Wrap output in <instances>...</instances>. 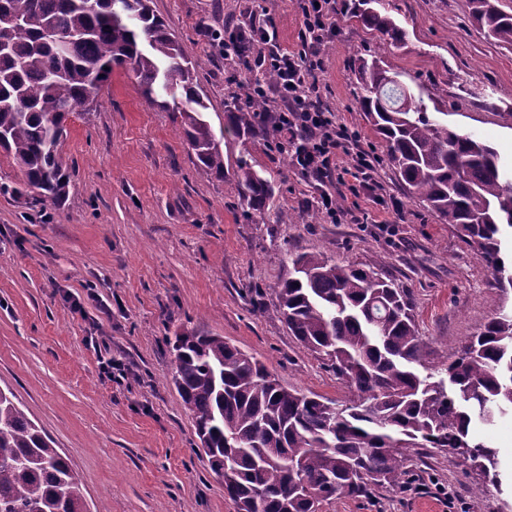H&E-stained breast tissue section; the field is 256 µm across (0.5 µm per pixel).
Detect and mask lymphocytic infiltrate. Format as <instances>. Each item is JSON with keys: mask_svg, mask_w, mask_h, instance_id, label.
Listing matches in <instances>:
<instances>
[{"mask_svg": "<svg viewBox=\"0 0 512 512\" xmlns=\"http://www.w3.org/2000/svg\"><path fill=\"white\" fill-rule=\"evenodd\" d=\"M300 10L304 31L314 43H323L335 34L336 0H300ZM209 37L223 41L228 57L235 53L236 43H243L250 53L249 71L276 72L278 80L271 95L277 106L271 114L269 135L277 150L290 155L297 174L318 187V206L324 217L333 224L340 222L343 210L327 185L338 169L340 156L351 155L353 175L365 190L371 187L373 164L367 150L351 151L358 134L338 127L334 113L321 106L316 78L322 68L320 59L281 48L273 25L263 19H252L246 26L215 29Z\"/></svg>", "mask_w": 512, "mask_h": 512, "instance_id": "1", "label": "lymphocytic infiltrate"}]
</instances>
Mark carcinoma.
<instances>
[{
  "instance_id": "obj_1",
  "label": "carcinoma",
  "mask_w": 512,
  "mask_h": 512,
  "mask_svg": "<svg viewBox=\"0 0 512 512\" xmlns=\"http://www.w3.org/2000/svg\"><path fill=\"white\" fill-rule=\"evenodd\" d=\"M357 0L350 17L396 47L405 30ZM484 34L512 44V13L469 0ZM0 148L42 202L60 205L69 174L64 123L96 103L114 70L131 69L151 105L176 112L204 171L224 176V153L199 91L198 62L154 14L150 0H0ZM360 110L386 143L411 199L480 256L502 293L512 273L502 231L512 229V179L497 151L432 118L400 74L363 60ZM269 101L226 112L238 138L265 134ZM234 177L246 211L262 212L273 182L244 160ZM275 289L280 314L305 350L323 357L352 395L342 408L283 385L254 356L196 329L169 337L172 384L191 416L211 471L235 512H325L341 496L392 486L411 448H446L499 484L498 452L475 424L512 412V313L491 316L445 364L423 375L426 342L401 288L354 265L305 252ZM0 512H89L84 487L53 440L0 388Z\"/></svg>"
}]
</instances>
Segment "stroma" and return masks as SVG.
<instances>
[{
	"label": "stroma",
	"mask_w": 512,
	"mask_h": 512,
	"mask_svg": "<svg viewBox=\"0 0 512 512\" xmlns=\"http://www.w3.org/2000/svg\"><path fill=\"white\" fill-rule=\"evenodd\" d=\"M407 32L382 48L376 33L340 16L335 36L316 48L325 107L338 126L357 131L373 159L372 193L337 186L348 213L332 224L318 191L261 139L224 131V110L248 73L225 61L207 32L250 13L270 20L288 51L311 48L298 0H151L155 14L201 64L203 113L226 164L246 159L273 179L263 212L246 213L232 173L196 164L173 113L151 106L128 70L114 71L90 113L66 122L61 152L69 195L43 205L35 190L0 194V387L55 441L81 478L89 506L108 512H235L224 485L196 447L193 422L169 380L166 344L176 329L219 335L264 361L282 384L346 401L347 389L321 358L289 336L274 288L290 259L318 252L339 264L375 271L411 295L427 364L440 366L512 292L491 288L481 258L455 229L412 200L358 105L355 61L381 54L431 116L493 146L512 163V45L488 39L468 0H389ZM401 212L393 214L390 201ZM296 214L281 224L277 213ZM397 219L395 236L377 229ZM264 291L262 305L252 289ZM81 311H73L71 300ZM97 344H90V337ZM124 364L128 378L102 375L98 345ZM499 452L500 489L475 494L482 478L448 451L411 449L406 474L416 481L342 497L329 512H442L435 482L450 485L468 512H512V415L477 425Z\"/></svg>",
	"instance_id": "1"
}]
</instances>
